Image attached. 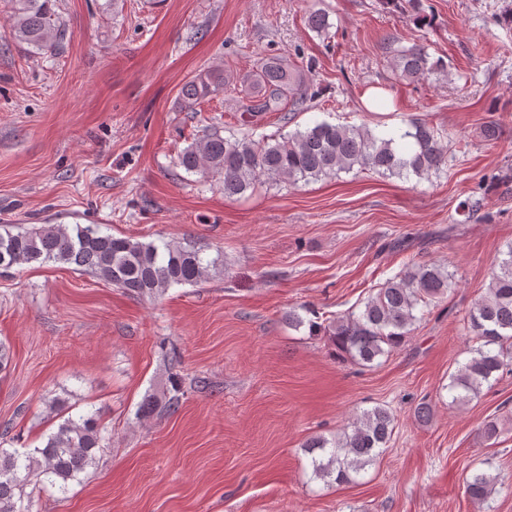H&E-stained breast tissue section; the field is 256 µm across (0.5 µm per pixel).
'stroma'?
<instances>
[{
	"label": "stroma",
	"mask_w": 512,
	"mask_h": 512,
	"mask_svg": "<svg viewBox=\"0 0 512 512\" xmlns=\"http://www.w3.org/2000/svg\"><path fill=\"white\" fill-rule=\"evenodd\" d=\"M306 5L56 0L67 38L52 55L13 40L0 6V225L97 224L224 254L223 272L153 297L65 264L0 269L12 355L0 430L23 453L95 409L111 438L67 494L32 481L33 512H512V371L468 403L448 393L472 343L470 307L512 244V0H320L325 36L308 28ZM390 36L428 44L449 79L398 80ZM269 57L304 70L317 92L287 124L243 110ZM213 68L223 94L187 112L182 85ZM374 87L386 97L372 108ZM413 117L449 137L448 169L428 181L343 172L228 198L176 164L208 126L241 137L322 120L392 132ZM491 122L494 141L483 135ZM470 197L481 208L468 219L458 205ZM411 261L448 266L457 281L380 365L289 326L302 306L350 312ZM175 382L177 412L139 420L144 396ZM54 396L64 411L49 412ZM422 402L425 419L414 414ZM382 405L395 429L374 465L350 484L313 479L307 440L342 436ZM477 470L501 478L481 506L465 492Z\"/></svg>",
	"instance_id": "obj_1"
}]
</instances>
